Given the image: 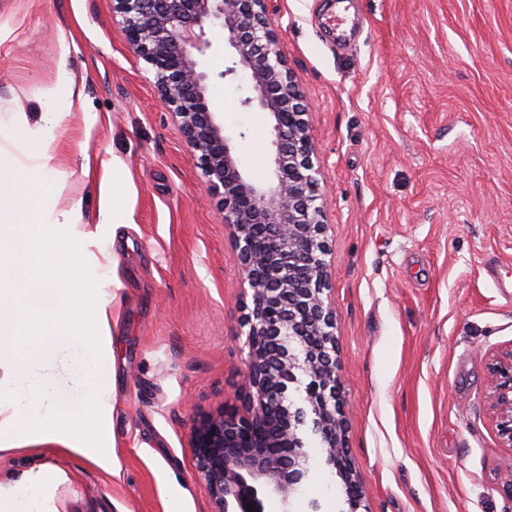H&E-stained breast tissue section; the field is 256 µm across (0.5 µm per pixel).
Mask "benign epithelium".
Segmentation results:
<instances>
[{
    "mask_svg": "<svg viewBox=\"0 0 512 512\" xmlns=\"http://www.w3.org/2000/svg\"><path fill=\"white\" fill-rule=\"evenodd\" d=\"M112 11L129 47L154 70L159 101L198 159L207 194L220 200L250 290L241 405L201 412L191 427L195 474L212 512H264L261 488L290 503L310 472L308 426L358 510L363 494L347 447L309 107L279 51L266 0H112ZM208 25L222 28L232 48L220 78L243 74L241 106L267 114L274 152L265 179L243 170L196 60L211 46ZM488 385L491 422L511 448L512 345L489 354Z\"/></svg>",
    "mask_w": 512,
    "mask_h": 512,
    "instance_id": "1",
    "label": "benign epithelium"
}]
</instances>
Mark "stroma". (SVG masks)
I'll use <instances>...</instances> for the list:
<instances>
[{"instance_id": "obj_1", "label": "stroma", "mask_w": 512, "mask_h": 512, "mask_svg": "<svg viewBox=\"0 0 512 512\" xmlns=\"http://www.w3.org/2000/svg\"><path fill=\"white\" fill-rule=\"evenodd\" d=\"M267 0L293 80L310 102L313 158L336 302L337 372L368 512H512V450L487 410L490 350L512 345V0ZM201 70L216 106L244 96L232 50L207 28ZM81 92L47 150L58 209L96 225L105 164L120 159L134 221L117 260L112 436L117 469L49 446L0 454V480L37 465L68 475L61 512H210L194 475L195 409L237 405L247 349L242 283L224 211L112 0H0V134L25 157L59 69ZM253 178L273 152L261 113H225ZM90 161L82 173V161ZM311 471L290 504L347 512L308 436Z\"/></svg>"}]
</instances>
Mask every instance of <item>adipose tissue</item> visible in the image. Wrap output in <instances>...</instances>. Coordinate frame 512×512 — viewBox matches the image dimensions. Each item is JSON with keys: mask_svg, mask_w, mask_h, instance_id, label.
I'll use <instances>...</instances> for the list:
<instances>
[{"mask_svg": "<svg viewBox=\"0 0 512 512\" xmlns=\"http://www.w3.org/2000/svg\"><path fill=\"white\" fill-rule=\"evenodd\" d=\"M78 96L72 74L59 70L43 95L39 137L59 125ZM59 190L46 149L25 169L0 149V265L18 274L0 285V453L50 443L109 472L115 311L95 249L109 225L132 223L129 184L121 160L113 159L100 219L82 233L79 209L56 210ZM72 347L84 354L69 366L65 395L55 363ZM66 479L57 468L31 469L15 486L0 485V512H60L52 493Z\"/></svg>", "mask_w": 512, "mask_h": 512, "instance_id": "1", "label": "adipose tissue"}]
</instances>
